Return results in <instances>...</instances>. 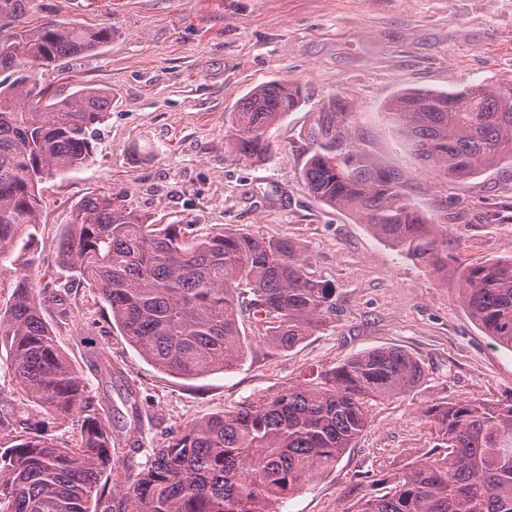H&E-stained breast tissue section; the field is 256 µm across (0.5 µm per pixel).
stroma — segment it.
<instances>
[{
	"instance_id": "35a3bbf8",
	"label": "stroma",
	"mask_w": 512,
	"mask_h": 512,
	"mask_svg": "<svg viewBox=\"0 0 512 512\" xmlns=\"http://www.w3.org/2000/svg\"><path fill=\"white\" fill-rule=\"evenodd\" d=\"M49 20L112 29L98 52L42 72L52 94L106 87L112 105L97 127L92 160L43 184L28 250L36 287L46 292V318L89 390L105 408L120 402L117 388L105 387L90 367L105 351L140 391L138 427L122 435L121 452L131 461L110 482H132L153 450L189 423L374 348L406 350L422 364L424 380L373 401L354 446L280 512H354L410 462L432 457L429 407L512 402V351L478 328L458 296L459 271L512 257V166L445 182L411 154L384 114L406 92L512 79V0H31L28 26ZM268 81L299 88L302 101L268 130L272 155L247 160L229 148L231 121L242 99ZM335 101L346 104L352 138L401 176L412 204L446 240L447 277L310 193L303 169L311 131ZM116 192L138 213L185 226L190 239L237 230L299 242L312 274L333 290V312L287 351L241 323L245 355L224 372L182 379L156 369L113 325L96 290L55 262L72 207ZM18 422L65 445L79 439L77 418L46 415L1 357L0 442L10 443Z\"/></svg>"
}]
</instances>
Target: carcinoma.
<instances>
[{"label": "carcinoma", "mask_w": 512, "mask_h": 512, "mask_svg": "<svg viewBox=\"0 0 512 512\" xmlns=\"http://www.w3.org/2000/svg\"><path fill=\"white\" fill-rule=\"evenodd\" d=\"M30 0H0V259L38 232L40 185L92 158L96 126L112 105L108 88L50 96L38 72L90 54L112 29L47 21L26 26ZM300 103V92L268 82L243 99L230 143L246 159L272 152L267 131ZM345 106L320 112L304 167L310 192L361 219L398 252L448 274V249L413 207L395 173L374 163L344 127ZM385 113L414 154L440 176L465 181L512 164V79L452 92L404 94ZM58 266L97 290L112 323L157 369L194 379L236 366L253 319L258 338L298 345L333 312L332 289L313 276L299 243L229 230L192 242L178 224H150L119 193L76 204L58 247ZM11 299L0 307V349L21 390L51 416L81 408L80 439L58 444L35 433L0 446V512H276L352 447L370 423L371 402L417 386L420 362L395 347L358 354L273 397L188 425L161 448L122 494L107 473L124 466L84 375L57 344L32 287L31 260L15 258ZM459 297L476 325L512 351V258L460 275ZM120 371L104 354L92 364ZM123 404L139 418L136 389ZM441 452L413 461L381 496L356 512H512V404L471 399L425 412Z\"/></svg>", "instance_id": "cac0c4a2"}]
</instances>
